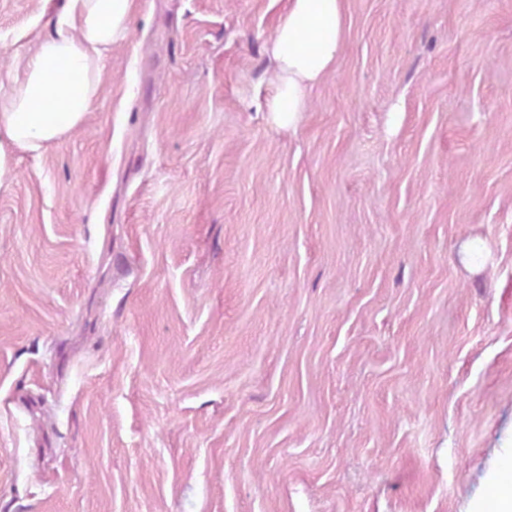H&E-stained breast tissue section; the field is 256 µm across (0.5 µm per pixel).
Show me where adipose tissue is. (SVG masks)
I'll return each instance as SVG.
<instances>
[{"label": "adipose tissue", "instance_id": "1", "mask_svg": "<svg viewBox=\"0 0 512 512\" xmlns=\"http://www.w3.org/2000/svg\"><path fill=\"white\" fill-rule=\"evenodd\" d=\"M133 0H67L53 33L0 91V139L38 152L74 132L98 96L106 52L129 30ZM343 0H289L270 42L276 92L268 109L295 122L309 85L332 68L343 43Z\"/></svg>", "mask_w": 512, "mask_h": 512}]
</instances>
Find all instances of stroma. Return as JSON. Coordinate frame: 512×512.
<instances>
[{
  "mask_svg": "<svg viewBox=\"0 0 512 512\" xmlns=\"http://www.w3.org/2000/svg\"><path fill=\"white\" fill-rule=\"evenodd\" d=\"M67 0H0V79ZM134 0L0 186V512H481L512 477V0ZM343 31V0L289 1L269 46L277 78L269 112L294 124L305 111L308 86L332 69Z\"/></svg>",
  "mask_w": 512,
  "mask_h": 512,
  "instance_id": "obj_1",
  "label": "stroma"
}]
</instances>
